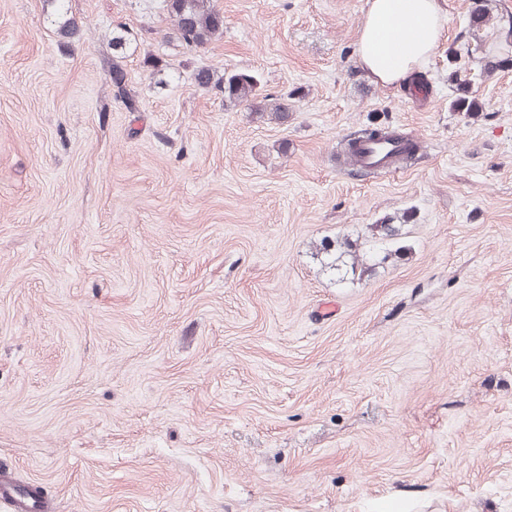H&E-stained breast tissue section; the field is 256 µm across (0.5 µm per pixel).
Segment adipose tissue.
<instances>
[{
    "instance_id": "obj_1",
    "label": "adipose tissue",
    "mask_w": 512,
    "mask_h": 512,
    "mask_svg": "<svg viewBox=\"0 0 512 512\" xmlns=\"http://www.w3.org/2000/svg\"><path fill=\"white\" fill-rule=\"evenodd\" d=\"M439 0H366L357 57L376 81L395 85L434 55L446 28Z\"/></svg>"
}]
</instances>
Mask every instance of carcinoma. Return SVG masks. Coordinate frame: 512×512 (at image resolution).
Instances as JSON below:
<instances>
[{
	"instance_id": "cac0c4a2",
	"label": "carcinoma",
	"mask_w": 512,
	"mask_h": 512,
	"mask_svg": "<svg viewBox=\"0 0 512 512\" xmlns=\"http://www.w3.org/2000/svg\"><path fill=\"white\" fill-rule=\"evenodd\" d=\"M51 7V24L57 34L64 38L76 35V26L67 18V0H45ZM168 13L173 18L179 38L190 48L202 47L213 39L224 35V16L213 0H165ZM197 85L215 89L225 98L245 103L256 110L268 113L272 120L281 118L287 108L270 94L260 93V79L250 72H224L215 77L210 71L195 74ZM113 85L115 98L121 100L128 111H137V105L129 95L123 75L115 70ZM395 136V130L380 124L362 126L347 139L341 155L344 163L355 165V147L360 142H378ZM403 224H396L389 218L379 224L367 227L365 238H352L348 235L328 237L314 245L313 256L325 268L336 272L342 280L348 276H362L373 271L375 266L392 257L405 255L410 247L403 244Z\"/></svg>"
}]
</instances>
